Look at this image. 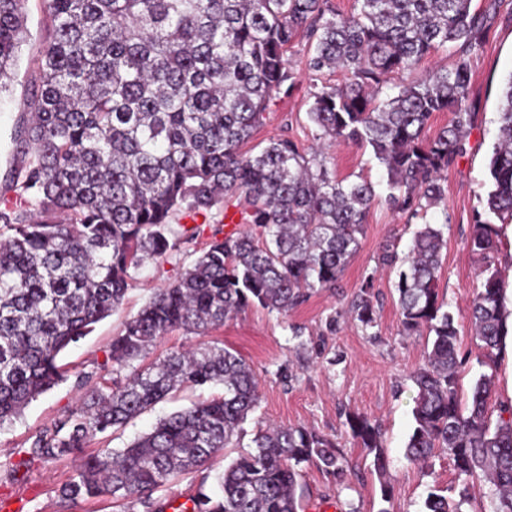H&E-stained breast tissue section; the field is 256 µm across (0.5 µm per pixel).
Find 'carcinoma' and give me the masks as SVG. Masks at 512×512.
<instances>
[{
    "label": "carcinoma",
    "mask_w": 512,
    "mask_h": 512,
    "mask_svg": "<svg viewBox=\"0 0 512 512\" xmlns=\"http://www.w3.org/2000/svg\"><path fill=\"white\" fill-rule=\"evenodd\" d=\"M354 2L344 14L332 0H42L50 40L34 59L30 119L14 134L28 160L11 174L15 203L0 209V427L65 380L58 357L119 308L130 269L198 236L199 227L177 223L179 214L222 213L224 199L239 195L245 223L261 235L215 231L192 266L112 338L101 368L128 374L86 389L79 407L28 439L25 454L31 462L76 456L185 388L221 385L224 395L160 418L125 448L81 457L61 499L111 496L149 509L154 491L228 447L258 408L259 385L235 351L204 338L249 306L286 314L336 288L382 197L407 222L421 221L406 254L393 241L381 254L399 269L402 334L430 338L411 375L406 455L424 468L445 448L457 471L456 487L429 488L425 512H463L479 474L493 487V512H512V403L498 405L494 422L489 406L512 314L498 266L512 224V73L486 205L469 240L480 262L481 288L468 311L479 373L464 409L459 368L467 356L438 288L447 222L426 216L444 199L442 174L465 153L474 118L468 57L483 43L489 15L471 10L472 0ZM26 3L0 0V94L27 35ZM299 36L312 48L311 79L348 73L341 84H312L317 139L371 149L385 170V195L361 177L337 178L323 150L306 152L285 134L241 151L272 99L293 91L286 53ZM449 44L457 48L452 70L378 99L393 75ZM437 112L451 113V123L428 138ZM372 288L368 275L352 304L365 328L376 324ZM180 329L199 345L134 365ZM349 426L384 475L377 428L364 416ZM253 444L224 467L222 494L192 497L195 512H300L301 464L343 473L337 445L305 427H268Z\"/></svg>",
    "instance_id": "cac0c4a2"
}]
</instances>
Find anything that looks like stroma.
Instances as JSON below:
<instances>
[{"label": "stroma", "instance_id": "stroma-1", "mask_svg": "<svg viewBox=\"0 0 512 512\" xmlns=\"http://www.w3.org/2000/svg\"><path fill=\"white\" fill-rule=\"evenodd\" d=\"M26 13L29 37L22 47L17 76L9 92L0 95V201L12 198L10 174L22 163L15 152L13 136L29 116L30 92L37 81V71L30 60L49 35L41 0H28ZM309 51L302 39L290 46L288 59L298 76L296 88L291 95L274 100L263 125L245 143V150H253L284 133L304 145L312 142L316 129L307 116L311 81L305 67ZM511 74L512 0H502L485 44L469 60L467 105L475 121L466 152L443 175V206L429 210L427 215L430 223L446 226L447 245L442 252L439 288L456 319L465 351L472 347L466 310L480 287L478 262L468 241L475 213L484 207L488 163L497 139V112L504 80ZM328 167L338 177L360 176L378 189L385 182L383 168L365 148L333 145ZM217 227L216 218H207L197 239L180 242L166 255L133 269L122 306L60 355V364L69 372L67 380L32 401L13 424L0 428V512H146L139 503L109 497L75 504L63 501L58 489L74 473L77 463L73 459L34 462L24 478L18 480L9 475L5 465L20 459L29 437L76 406L79 392L74 373H92L93 383L100 386L112 381L111 371L99 367L112 337L126 319L141 309L153 289L174 282L192 265ZM414 230L406 215L374 203L361 247L336 290L313 293L285 315L251 306L211 332L212 341L235 350L251 366L259 380L261 404L244 423L238 443L225 448L223 455L204 467L158 488L152 495L155 507H168L172 500L196 494L201 487L217 491L218 474L247 450L259 428L268 424L315 430L333 440L343 457L346 472L341 477L313 463L303 465V512H422L431 483L443 488L454 485L456 472L447 452L436 451L433 474L426 477L405 451L412 431L415 396L410 374L424 356L427 339L402 335L395 289L398 272L379 268L378 256L390 240L396 241L399 252H407ZM368 276L373 279L376 325L366 330L348 309ZM223 392V387L205 386L177 393L112 433L106 442L112 448L125 447L167 414ZM357 415L367 417L380 429L390 499L382 497L372 454L352 436L348 420Z\"/></svg>", "mask_w": 512, "mask_h": 512}]
</instances>
